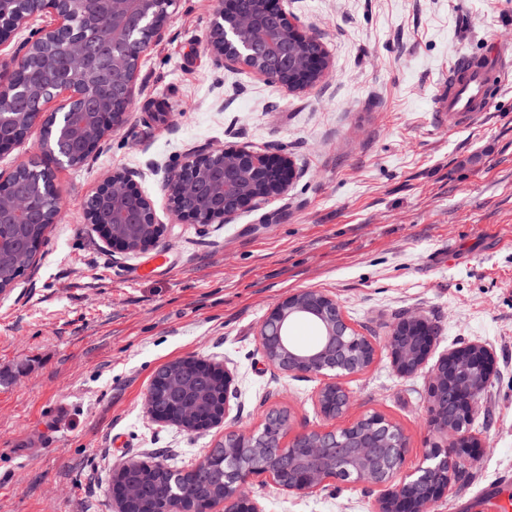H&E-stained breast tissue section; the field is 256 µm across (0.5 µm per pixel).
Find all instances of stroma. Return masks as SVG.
Listing matches in <instances>:
<instances>
[{"label":"stroma","instance_id":"stroma-1","mask_svg":"<svg viewBox=\"0 0 512 512\" xmlns=\"http://www.w3.org/2000/svg\"><path fill=\"white\" fill-rule=\"evenodd\" d=\"M215 7L174 0L123 126L82 167L57 169L58 221L0 293V512H112L119 462L187 469L214 448L223 430L188 433L145 412L155 371L179 358L233 372L232 427L272 407L292 412L294 431L321 427L316 378L277 371L257 341L268 310L303 289L335 297L380 343L418 312L437 328L436 354L492 349L472 424L483 446L432 507L485 512L484 487L512 493V0H288L332 60L297 93L215 60ZM492 53L505 81L479 122L437 111L450 67ZM241 145L290 157L288 191L227 224L172 223L166 173L191 152ZM116 169L154 204L155 248L113 252L85 220ZM430 379L427 366L400 375L382 349L346 380L352 415L373 409L403 427L411 467L430 437ZM251 489L266 512H373L376 498L344 483L291 495L257 478Z\"/></svg>","mask_w":512,"mask_h":512}]
</instances>
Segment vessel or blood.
I'll return each mask as SVG.
<instances>
[{"label":"vessel or blood","mask_w":512,"mask_h":512,"mask_svg":"<svg viewBox=\"0 0 512 512\" xmlns=\"http://www.w3.org/2000/svg\"><path fill=\"white\" fill-rule=\"evenodd\" d=\"M499 73V67L488 63L465 72L452 67L448 83L438 95V109L462 118H480L499 91Z\"/></svg>","instance_id":"b4317fda"}]
</instances>
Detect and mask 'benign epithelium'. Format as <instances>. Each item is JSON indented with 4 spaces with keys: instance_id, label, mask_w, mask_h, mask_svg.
Returning <instances> with one entry per match:
<instances>
[{
    "instance_id": "7a95c632",
    "label": "benign epithelium",
    "mask_w": 512,
    "mask_h": 512,
    "mask_svg": "<svg viewBox=\"0 0 512 512\" xmlns=\"http://www.w3.org/2000/svg\"><path fill=\"white\" fill-rule=\"evenodd\" d=\"M283 2L257 0L258 11L248 12L241 9L240 0H218L208 50L226 66L274 78L295 92L320 82L331 61ZM17 3L0 0V45L36 14L50 12L56 25L31 32L23 59L37 60L55 78L48 86L39 82L21 90L14 84L18 63L0 57V154L15 148L30 127L43 123L54 130L47 146L55 165L83 163L122 126L133 101L136 71L128 68L121 47L139 40L143 49L159 37L172 0H32L29 12L18 10ZM63 94L67 103L46 113L44 105ZM28 168L17 167L0 183V224H16L31 214L29 195L14 182L15 175ZM296 176L286 156L250 146L224 147L189 154L167 174L164 188L175 223L226 224L286 193ZM85 220L119 253L154 247L162 236L153 202L125 170H115L97 184L86 204ZM298 318L319 326L321 339L315 347L302 349L290 340L288 328ZM434 342L426 317L404 315L391 330L386 349L394 369L410 375L427 364ZM258 344L278 371L317 379L315 403L324 425L290 439L291 412L272 408L248 431L228 426L237 393L234 376L218 363L196 360L224 386L220 411L196 425L202 432L224 429V439L216 444L224 449L219 456L224 512H264L246 489L255 476L292 495L312 493L334 482L365 485L378 491L376 512H431L462 472L460 466L448 468V456L461 464L482 446L469 431L493 376L492 352L482 344L450 348L434 364L425 410L433 440L409 472L404 470L409 439L399 424L378 411L345 421L352 398L344 380L372 366L377 348L372 337L346 319L334 297L317 290L285 297L264 318ZM145 409L161 424L185 430L194 423L191 397L178 411L163 413L151 387ZM141 497L139 484L120 482L112 487V510L131 512Z\"/></svg>"
}]
</instances>
